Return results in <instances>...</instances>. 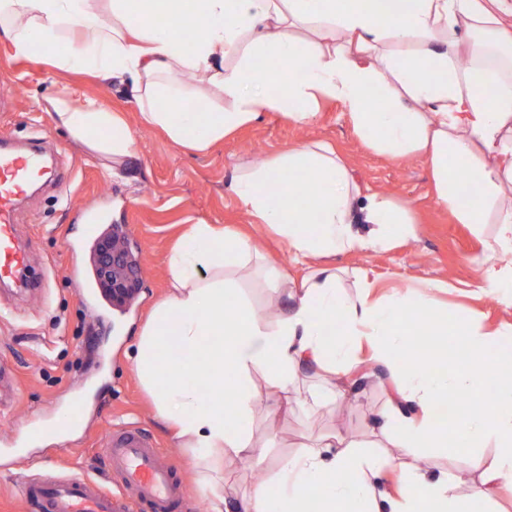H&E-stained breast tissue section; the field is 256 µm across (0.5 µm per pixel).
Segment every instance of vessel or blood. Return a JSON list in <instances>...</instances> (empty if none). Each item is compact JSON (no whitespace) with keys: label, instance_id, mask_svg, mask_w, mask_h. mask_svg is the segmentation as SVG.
<instances>
[{"label":"vessel or blood","instance_id":"b4317fda","mask_svg":"<svg viewBox=\"0 0 512 512\" xmlns=\"http://www.w3.org/2000/svg\"><path fill=\"white\" fill-rule=\"evenodd\" d=\"M41 168L38 151L0 150V280L9 281L28 270V255L18 243L13 205ZM104 446L114 479L129 492L116 497L88 478L73 477L53 483L30 481L23 499L40 512H182L185 487L172 465L164 461L157 445L136 429L109 432Z\"/></svg>","mask_w":512,"mask_h":512}]
</instances>
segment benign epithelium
<instances>
[{
    "mask_svg": "<svg viewBox=\"0 0 512 512\" xmlns=\"http://www.w3.org/2000/svg\"><path fill=\"white\" fill-rule=\"evenodd\" d=\"M92 263L105 292L112 297V306L122 308L135 300L140 288L141 264L124 225H112V233L96 245Z\"/></svg>",
    "mask_w": 512,
    "mask_h": 512,
    "instance_id": "benign-epithelium-1",
    "label": "benign epithelium"
}]
</instances>
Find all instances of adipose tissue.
Listing matches in <instances>:
<instances>
[{
	"mask_svg": "<svg viewBox=\"0 0 512 512\" xmlns=\"http://www.w3.org/2000/svg\"><path fill=\"white\" fill-rule=\"evenodd\" d=\"M0 0V36L20 57H46L62 70L129 77L144 125L203 152L270 112L311 124L337 103L363 145L392 159L425 157L439 198L458 223L496 227L481 265L482 288L512 300V0ZM95 27L92 40L76 32ZM202 75L230 109L202 112L177 79ZM88 149L115 161L133 153L120 113L82 96L50 102ZM232 192L258 223L288 245L293 260L365 251L414 236L408 210L362 188L330 147L305 143L236 175ZM364 214L368 231L354 224ZM253 250L232 228L190 225L170 258L171 288L135 340V369L157 415L180 447L209 462L206 512H231L224 455L260 462L251 441L252 374L284 392L306 363L346 377L370 361L391 366L399 394L415 405L391 439L419 448L496 453L480 485L460 496L451 479L377 459L345 438L321 434L282 462L278 497L256 487L242 512H475L512 477V363L488 355L466 314L447 320L425 302L419 314L464 351L434 371L399 363L410 333L398 322L409 296L344 300L335 267L318 268L289 312L268 322L234 301L225 269ZM495 384L494 412L473 405L448 424L434 408L454 390ZM395 493H377L386 473Z\"/></svg>",
	"mask_w": 512,
	"mask_h": 512,
	"instance_id": "obj_1",
	"label": "adipose tissue"
}]
</instances>
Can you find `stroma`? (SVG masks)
<instances>
[{"instance_id": "stroma-1", "label": "stroma", "mask_w": 512, "mask_h": 512, "mask_svg": "<svg viewBox=\"0 0 512 512\" xmlns=\"http://www.w3.org/2000/svg\"><path fill=\"white\" fill-rule=\"evenodd\" d=\"M130 82L102 80L80 70H60L39 57L16 56L0 36V135L21 144L39 135L53 159L55 180L40 186L15 217L28 243L30 269L41 288H0V360L16 372L19 391L13 407L0 411V512H34L21 495L29 479L79 476L114 490L112 467L101 436L110 429L136 428L155 439L177 470L188 498L183 512H205L202 479L209 473L192 451L179 447L156 416L154 403L140 384L133 344L155 304L169 289L174 246L192 224H223L247 235L257 253L230 270L235 295L257 315L268 307L286 310V294L271 293L265 263L286 268L301 281L316 262H289L286 242L253 222L230 189L234 175L257 160H270L302 143L331 145L357 182L407 206L415 220L413 238L384 247L336 255L340 292L348 300L367 294L381 299L410 290L412 305L435 299L444 313L466 311L487 335V350L512 358V302L480 288L479 257L484 238L458 223L435 190L420 158L392 160L357 141L337 105L319 112L310 125H298L279 113L238 129L198 153L145 126L130 102ZM83 95L122 113L134 140V152L120 165L89 151L54 119L50 99ZM96 210L115 224L127 225L141 260V289L124 310L110 308L93 281L88 251L101 232L85 223L83 211ZM328 382L316 367H301L298 381L285 392L252 375V440L267 454L264 486L277 493L275 465L296 455L310 438L334 433L369 446L431 474L454 479L469 494L490 464L495 448L446 450L420 448L404 456L381 430L387 415L400 407L392 371L351 386L328 409L316 401ZM81 407L83 423L54 443L32 440L58 414Z\"/></svg>"}]
</instances>
